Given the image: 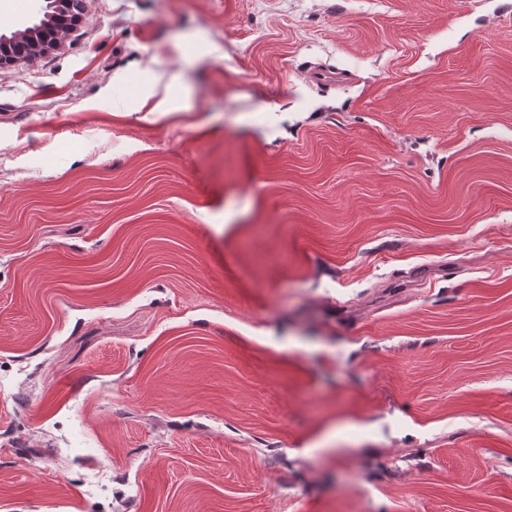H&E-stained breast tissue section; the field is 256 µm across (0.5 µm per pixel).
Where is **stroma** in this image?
<instances>
[{
  "label": "stroma",
  "instance_id": "obj_1",
  "mask_svg": "<svg viewBox=\"0 0 512 512\" xmlns=\"http://www.w3.org/2000/svg\"><path fill=\"white\" fill-rule=\"evenodd\" d=\"M83 7L0 68V512H512V0Z\"/></svg>",
  "mask_w": 512,
  "mask_h": 512
}]
</instances>
